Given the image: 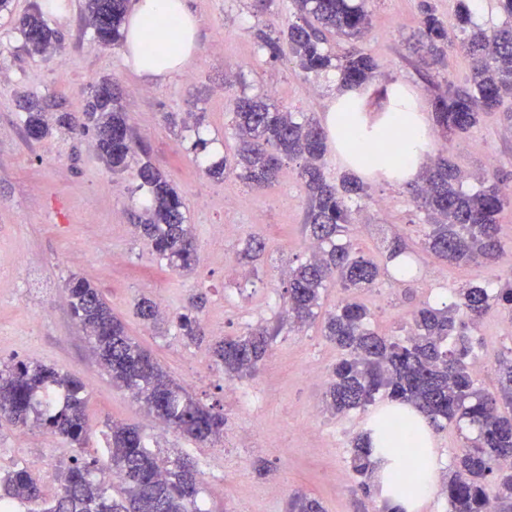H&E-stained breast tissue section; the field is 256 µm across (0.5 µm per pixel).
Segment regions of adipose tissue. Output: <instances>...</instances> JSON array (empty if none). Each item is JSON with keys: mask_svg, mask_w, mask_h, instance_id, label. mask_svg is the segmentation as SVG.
<instances>
[{"mask_svg": "<svg viewBox=\"0 0 512 512\" xmlns=\"http://www.w3.org/2000/svg\"><path fill=\"white\" fill-rule=\"evenodd\" d=\"M124 35L122 53L127 66L145 82L157 84L181 73L191 63L199 43V21L189 0H134L124 23ZM386 94L389 118L373 133H365L358 124L344 119L348 109L362 102L354 89L344 90L328 102L327 125L343 126L344 137L339 144L353 157L358 173H367L379 164L402 180H417L423 169L428 124L415 98L401 92L398 84L387 86ZM397 411L415 427L417 446L426 457L424 479L410 494L392 489L389 474L405 461L404 452L399 450L389 461L378 462L374 491L379 502L400 512H417L436 489L438 460L426 421L411 406H398Z\"/></svg>", "mask_w": 512, "mask_h": 512, "instance_id": "ef3b65f1", "label": "adipose tissue"}]
</instances>
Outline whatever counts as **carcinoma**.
Returning <instances> with one entry per match:
<instances>
[{"mask_svg":"<svg viewBox=\"0 0 512 512\" xmlns=\"http://www.w3.org/2000/svg\"><path fill=\"white\" fill-rule=\"evenodd\" d=\"M128 0H85L84 14L94 38L104 45L122 40ZM301 23L288 26L287 40L299 68L319 74L331 69L341 81L366 85L375 77L372 54L351 47L340 56L325 48V33L359 40L370 24L366 0H295ZM508 23L491 30L474 25L471 4L459 0V31L467 35L472 60L471 85H448L437 96L434 119L443 136L469 132L479 116L495 111L504 96L512 95V0H498ZM23 50L30 56L45 55L58 42L40 7L19 19ZM450 36L434 10L426 8L415 49L421 60L441 65ZM111 83L94 89L81 123L69 112L55 118L58 127L75 135L94 132L96 150L108 169L127 170L135 152L134 141L120 102L108 92ZM24 126L38 139L50 132L49 119L38 102L25 103ZM234 129L238 146L233 163L208 165L204 172L215 180L238 170V177L257 190L272 185L283 161L299 162L307 203L304 223L319 251L288 272L282 298L284 318L298 324L319 317L321 295L329 288L351 294L374 286L378 267L360 254L347 239L351 210L347 200L365 194L362 183L343 177L341 188L327 181L323 159L327 133L310 118L298 120L267 97L236 99ZM138 188L148 197L136 230L153 247L156 257L172 269L188 270L197 261V245L191 225L185 223L184 203L167 178L150 163L135 171ZM463 176L445 158L435 161L414 190V199L433 220L424 245L450 264L477 260L494 261L503 256L499 236L501 215L509 193L499 182L467 192ZM266 243L251 236L241 252L252 261ZM70 307L85 330L100 364L112 383L141 402L148 414L187 436L200 441H219L224 434V416L195 401L163 366L127 333L125 323L112 312L100 291L83 278L67 284ZM136 314L145 321L157 318L156 304L140 298ZM203 298L191 300L187 312L177 316L181 336L189 344L205 341L198 321ZM497 307L512 312V281L501 285L475 284L458 288L442 308L423 306L412 316L414 334L396 341L366 325L367 308L344 298L324 317L327 340L343 350L327 382V408L336 414L366 410L384 397L413 406L428 423L455 427L464 445L456 456L455 469L442 488L448 512H512V350L494 367L497 391H485L475 376L478 338L472 334L487 313ZM280 326L259 324L241 336H228L210 345L216 367L228 380L254 375L268 356ZM88 394L85 385L55 369L38 363L17 362L0 367V423L15 427L41 426L70 442L86 447L89 436ZM411 424L390 409L373 418L371 428L353 439L350 465L358 476L374 466L376 453L387 455L403 441ZM376 434L382 449L371 444ZM107 451L113 474L124 484V497L114 499L96 479L98 461L76 456L62 474L58 494L43 497L40 480L30 467L0 475V504L22 503L26 512H206L199 505L200 487L195 466L187 459H161L148 449L143 432L112 423ZM407 464L392 477L395 488L407 491L417 480L420 450L405 448ZM289 512H323L320 501L296 493L289 499Z\"/></svg>","mask_w":512,"mask_h":512,"instance_id":"cac0c4a2","label":"carcinoma"}]
</instances>
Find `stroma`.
Listing matches in <instances>:
<instances>
[{
    "instance_id": "35a3bbf8",
    "label": "stroma",
    "mask_w": 512,
    "mask_h": 512,
    "mask_svg": "<svg viewBox=\"0 0 512 512\" xmlns=\"http://www.w3.org/2000/svg\"><path fill=\"white\" fill-rule=\"evenodd\" d=\"M49 10L61 49L29 56L20 49L17 20L34 0H11L0 13V362L30 361L80 377L89 393L91 426L84 458H104L110 423L141 427L161 456H188L195 462L201 496L209 512H288L291 494L318 498L324 512H354L359 478L350 467L351 441L369 424L368 413L336 416L325 407V379L340 353L319 324L296 329L280 325L271 355L256 377L225 380L208 345L274 324L282 312L283 282L289 266L308 259L305 189L295 163L277 183L257 191L242 178L210 179L190 150L195 136L208 140V163L232 154L234 100L266 96L276 105L326 121L337 71L319 75L300 70L289 49L271 57L266 38L286 33L298 14L291 0H273L259 12L252 0H192L200 22L199 47L190 66L162 84L144 83L124 63L120 46L99 44L84 21V0H65ZM454 27L458 0H369L371 25L359 44L375 57L376 86L393 83L414 92L425 115L448 85H466L471 59L448 49L446 64L423 67L411 49L425 7ZM114 86L132 133L153 166L181 194L197 242L198 261L183 272L161 265L150 242L135 229L146 197L131 172L112 173L99 159L91 136L27 137L25 98L41 101L50 113L82 115L93 86ZM444 153L467 175L465 189L490 174L512 187V99L482 115L468 133L445 141L432 128L426 158ZM367 195L351 208L365 217L367 230L352 229L356 248L380 266L375 288L357 294L370 312V326L396 340L412 329L411 315L423 303L441 305L453 289L468 283L512 277V207L502 214L508 251L493 264L458 268L422 246L431 219L417 206L409 183L380 175L365 177ZM266 240L267 251L244 264L238 249L250 236ZM402 241L413 275L403 279L386 258V247ZM79 258H71L74 244ZM80 276L98 288L131 336L202 404L224 415V437L198 442L148 416L139 403L112 384L93 356L73 318L65 283ZM205 293L200 315L205 344L189 346L174 319L190 297ZM163 310L157 323L136 315L139 297ZM491 312L477 327L479 358L486 369L480 385L495 390L492 368L512 350V333ZM278 324V323H277ZM320 381H311L309 372ZM75 448L37 427H0V472L42 468L47 497L61 486V474Z\"/></svg>"
}]
</instances>
